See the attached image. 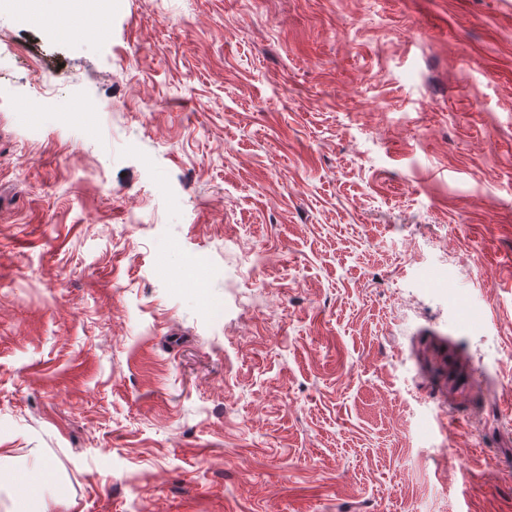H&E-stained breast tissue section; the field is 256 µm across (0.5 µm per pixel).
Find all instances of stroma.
Masks as SVG:
<instances>
[{
  "mask_svg": "<svg viewBox=\"0 0 512 512\" xmlns=\"http://www.w3.org/2000/svg\"><path fill=\"white\" fill-rule=\"evenodd\" d=\"M88 10L0 4V512H512V0ZM20 0L17 8L28 19L44 24L40 18L53 17L63 21L62 17L89 20L85 13L84 0ZM44 477L45 472L34 475L32 479V486L26 484L24 489L16 494L13 508L14 512H37L35 508L37 497L36 487Z\"/></svg>",
  "mask_w": 512,
  "mask_h": 512,
  "instance_id": "35a3bbf8",
  "label": "stroma"
}]
</instances>
